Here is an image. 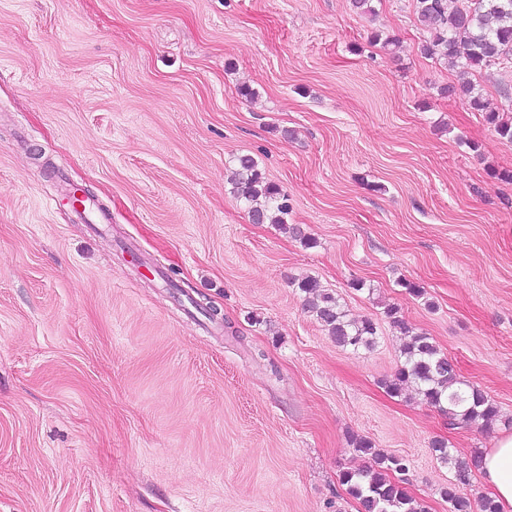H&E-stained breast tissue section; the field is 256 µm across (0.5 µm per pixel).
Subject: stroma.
Returning <instances> with one entry per match:
<instances>
[{"mask_svg": "<svg viewBox=\"0 0 512 512\" xmlns=\"http://www.w3.org/2000/svg\"><path fill=\"white\" fill-rule=\"evenodd\" d=\"M374 6L0 0V512H358L354 435L448 512L433 441L467 461L512 434V143L444 94L414 0ZM473 81L512 116L511 62ZM240 154L304 239L250 221ZM307 277L375 323L372 349L336 344ZM389 306L500 422L387 393Z\"/></svg>", "mask_w": 512, "mask_h": 512, "instance_id": "1", "label": "stroma"}]
</instances>
